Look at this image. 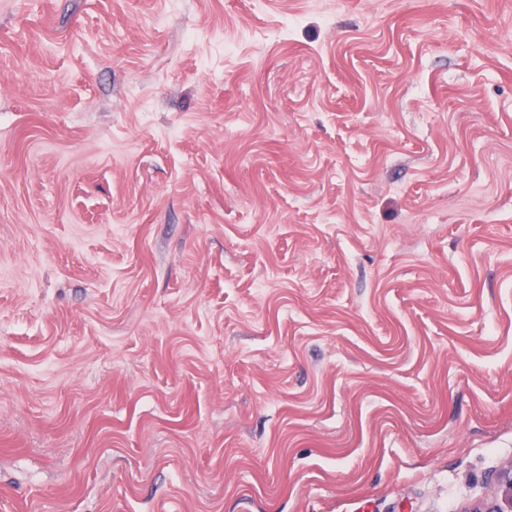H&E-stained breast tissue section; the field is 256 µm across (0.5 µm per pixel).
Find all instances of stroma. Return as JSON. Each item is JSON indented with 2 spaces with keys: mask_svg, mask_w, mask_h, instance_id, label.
Masks as SVG:
<instances>
[{
  "mask_svg": "<svg viewBox=\"0 0 512 512\" xmlns=\"http://www.w3.org/2000/svg\"><path fill=\"white\" fill-rule=\"evenodd\" d=\"M511 465L512 0H0V512Z\"/></svg>",
  "mask_w": 512,
  "mask_h": 512,
  "instance_id": "obj_1",
  "label": "stroma"
}]
</instances>
